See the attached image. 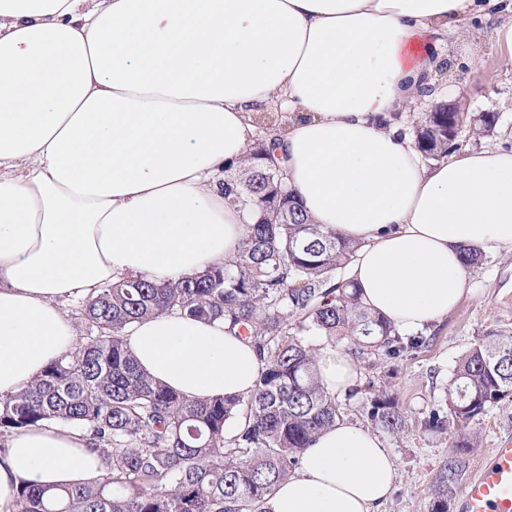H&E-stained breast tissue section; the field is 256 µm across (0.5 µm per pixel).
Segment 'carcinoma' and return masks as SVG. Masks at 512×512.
Here are the masks:
<instances>
[{"label":"carcinoma","instance_id":"obj_1","mask_svg":"<svg viewBox=\"0 0 512 512\" xmlns=\"http://www.w3.org/2000/svg\"><path fill=\"white\" fill-rule=\"evenodd\" d=\"M261 122L268 133L235 170L224 172V198L257 213L236 255L222 267L177 280L104 285L78 309L85 342L0 401L1 437L45 423L78 428L90 434L91 450L107 464L86 484L52 492L22 487L19 512H262L316 435L341 416L303 337L347 339L358 355L388 359L425 346L421 336L403 339L339 276L361 243L323 231L303 211L274 164L273 119ZM467 124L487 133L495 115L431 112L416 128L415 144L424 158L439 160ZM170 311L222 319L248 339L261 363L249 397L188 401L139 367L124 332ZM511 398L512 336L474 345L454 369L448 416L435 412L425 423L442 431L451 420L460 431L433 486L432 512H448L461 459L473 448L463 429ZM236 414L244 423L228 434L226 422ZM368 415L388 432L404 427L394 397L385 392L371 398Z\"/></svg>","mask_w":512,"mask_h":512}]
</instances>
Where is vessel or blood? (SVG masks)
I'll return each instance as SVG.
<instances>
[{
	"instance_id": "b4317fda",
	"label": "vessel or blood",
	"mask_w": 512,
	"mask_h": 512,
	"mask_svg": "<svg viewBox=\"0 0 512 512\" xmlns=\"http://www.w3.org/2000/svg\"><path fill=\"white\" fill-rule=\"evenodd\" d=\"M461 512H512V439L491 449L467 481L459 505Z\"/></svg>"
}]
</instances>
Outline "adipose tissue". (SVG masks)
<instances>
[{
  "instance_id": "adipose-tissue-1",
  "label": "adipose tissue",
  "mask_w": 512,
  "mask_h": 512,
  "mask_svg": "<svg viewBox=\"0 0 512 512\" xmlns=\"http://www.w3.org/2000/svg\"><path fill=\"white\" fill-rule=\"evenodd\" d=\"M512 0H0V398L72 352L63 309L104 283L224 265L250 214L226 167L253 118L285 112L282 166L324 231L362 242L350 278L412 334L465 293L467 248L512 249V151L425 163L398 112L475 26L512 69ZM142 369L187 400L248 397L260 362L228 329L185 315L133 324ZM340 396L355 359L317 361ZM84 433L47 423L0 452V512L21 484L97 479ZM396 463L374 432H320L265 512H376Z\"/></svg>"
}]
</instances>
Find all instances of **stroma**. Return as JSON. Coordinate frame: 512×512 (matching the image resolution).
Instances as JSON below:
<instances>
[{
	"label": "stroma",
	"mask_w": 512,
	"mask_h": 512,
	"mask_svg": "<svg viewBox=\"0 0 512 512\" xmlns=\"http://www.w3.org/2000/svg\"><path fill=\"white\" fill-rule=\"evenodd\" d=\"M448 51L455 60L453 68L440 73L432 95L411 106L406 132L414 133L437 106L453 104L463 112L497 116L493 134L476 139L466 128L457 145L512 151V72L501 64L494 43L476 34L450 43ZM467 286L469 292L457 307L425 329L430 339L427 348L398 360L357 358L359 392L339 399L344 418L369 429L373 423L367 401L385 389L393 394L406 421L403 432L380 434L396 460L397 477L378 512H431L433 485L452 454V435L427 430L423 421L431 411L446 409L453 370L467 350L479 341L512 334V252L485 250L483 264L469 270ZM468 430L476 446L457 472L449 512H458L460 493L477 464L487 460L501 439L512 437V401L490 407Z\"/></svg>",
	"instance_id": "35a3bbf8"
}]
</instances>
